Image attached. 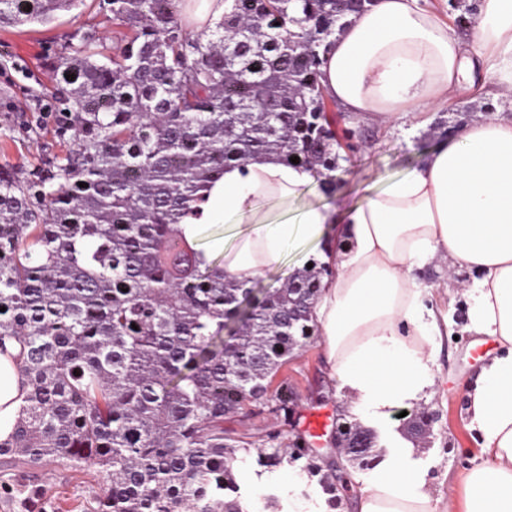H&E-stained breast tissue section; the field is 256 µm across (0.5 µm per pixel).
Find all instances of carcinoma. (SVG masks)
Masks as SVG:
<instances>
[{
    "label": "carcinoma",
    "mask_w": 512,
    "mask_h": 512,
    "mask_svg": "<svg viewBox=\"0 0 512 512\" xmlns=\"http://www.w3.org/2000/svg\"><path fill=\"white\" fill-rule=\"evenodd\" d=\"M86 2L0 0V27ZM335 2L227 0L192 34L185 0H105L117 45L92 33L64 45L53 74L70 86L59 124L73 147L31 178L0 168V351L20 345L28 387L0 442L1 503L59 512L41 476L65 462L93 469L83 512H244L237 471L253 441L227 435L224 419L291 422L293 388H269L315 335L333 269L315 262L266 291L226 283L223 260H201L178 224L224 167L257 156H297L334 185L322 56L369 0ZM266 443L258 466L299 469L338 507L329 449L299 435L289 452ZM384 455L351 460L371 470Z\"/></svg>",
    "instance_id": "1"
}]
</instances>
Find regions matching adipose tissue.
Listing matches in <instances>:
<instances>
[{"label":"adipose tissue","mask_w":512,"mask_h":512,"mask_svg":"<svg viewBox=\"0 0 512 512\" xmlns=\"http://www.w3.org/2000/svg\"><path fill=\"white\" fill-rule=\"evenodd\" d=\"M321 72L326 95L361 121L441 106L482 89L490 74L512 94V0H479L470 39L420 0H373L332 39ZM314 181L309 167L264 156L226 167L181 234L204 261L223 259L228 281L254 280L290 253L302 269L313 260L335 267L312 321L331 378L348 393L353 418L368 425L440 397L435 367L448 333L441 305L462 297L466 331L493 337L500 350L483 360L466 393L483 463L462 475L464 498L449 499L448 512H512V114L455 128L419 167L362 201L298 207ZM294 207L296 221L277 219ZM438 262L466 270L468 280L451 289L425 285L422 271ZM22 397L18 368L0 355L1 440ZM433 501L410 448L398 446L352 510L436 512Z\"/></svg>","instance_id":"ef3b65f1"}]
</instances>
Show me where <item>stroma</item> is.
Masks as SVG:
<instances>
[{"label": "stroma", "instance_id": "35a3bbf8", "mask_svg": "<svg viewBox=\"0 0 512 512\" xmlns=\"http://www.w3.org/2000/svg\"><path fill=\"white\" fill-rule=\"evenodd\" d=\"M91 29L110 41L116 37L107 13L96 8L59 13L57 20L46 26L0 28V166H10L27 177L67 148L69 139L61 134L53 117L68 111L70 104L58 89L50 65L73 35ZM487 86L488 93L471 95L443 108L424 109L419 127L408 119L385 127L361 123L335 102H327L336 133L351 134L358 149L337 169L334 191L327 193L320 184H312L308 200L332 206L341 199L361 198L365 187L383 188L417 168L449 128L481 114L512 109V95H494L495 77H488ZM464 317L463 300L449 302L448 334L438 359V377L446 396L431 404L436 419L430 447L414 454L427 486L437 497L459 494L458 478L472 466L478 453L476 436L467 428L466 384L482 358L495 349L490 342L474 344L472 336L462 332ZM322 343V336H315L276 375L277 380L288 381L298 396L296 430L283 432L284 440H291L296 432L308 440H326L341 415L348 412L347 395L328 377ZM318 412L327 414L328 420L326 427L315 433L306 418ZM43 483L60 512H78V504L92 490L93 478L91 471L79 472L62 463L44 476Z\"/></svg>", "mask_w": 512, "mask_h": 512}]
</instances>
